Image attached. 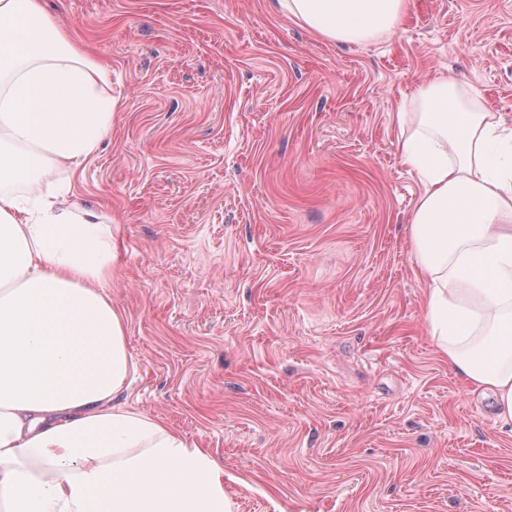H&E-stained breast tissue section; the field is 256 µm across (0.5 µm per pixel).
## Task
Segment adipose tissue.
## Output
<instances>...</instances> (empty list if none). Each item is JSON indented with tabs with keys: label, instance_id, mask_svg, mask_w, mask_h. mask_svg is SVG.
Masks as SVG:
<instances>
[{
	"label": "adipose tissue",
	"instance_id": "adipose-tissue-1",
	"mask_svg": "<svg viewBox=\"0 0 512 512\" xmlns=\"http://www.w3.org/2000/svg\"><path fill=\"white\" fill-rule=\"evenodd\" d=\"M348 44L393 33L410 0H278ZM400 109L399 150L423 191L415 274L431 338L512 428V120L441 77ZM106 65L42 0H0V512H232L222 469L119 403L135 364L107 293L116 244L96 211L44 190L112 128Z\"/></svg>",
	"mask_w": 512,
	"mask_h": 512
}]
</instances>
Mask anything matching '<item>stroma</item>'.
Listing matches in <instances>:
<instances>
[{
	"label": "stroma",
	"instance_id": "obj_1",
	"mask_svg": "<svg viewBox=\"0 0 512 512\" xmlns=\"http://www.w3.org/2000/svg\"><path fill=\"white\" fill-rule=\"evenodd\" d=\"M116 102L50 183L112 222L122 399L233 512H512V434L438 352L396 113L439 77L512 116V0H412L328 40L275 0H44Z\"/></svg>",
	"mask_w": 512,
	"mask_h": 512
}]
</instances>
